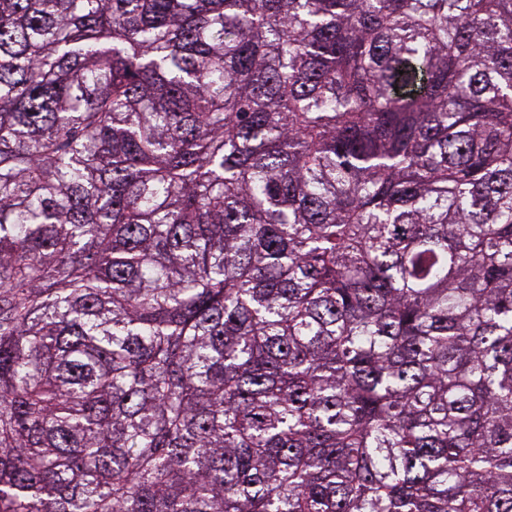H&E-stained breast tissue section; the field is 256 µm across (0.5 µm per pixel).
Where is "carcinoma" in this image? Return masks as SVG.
Returning a JSON list of instances; mask_svg holds the SVG:
<instances>
[{"mask_svg":"<svg viewBox=\"0 0 512 512\" xmlns=\"http://www.w3.org/2000/svg\"><path fill=\"white\" fill-rule=\"evenodd\" d=\"M0 512H512V0H0Z\"/></svg>","mask_w":512,"mask_h":512,"instance_id":"obj_1","label":"carcinoma"}]
</instances>
